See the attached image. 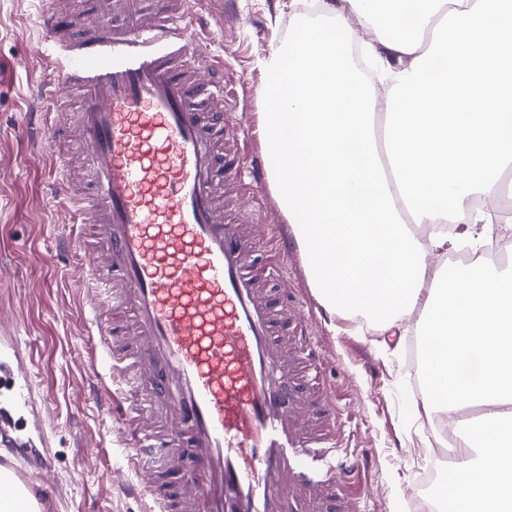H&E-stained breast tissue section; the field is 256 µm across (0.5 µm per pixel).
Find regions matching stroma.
I'll return each instance as SVG.
<instances>
[{"mask_svg": "<svg viewBox=\"0 0 512 512\" xmlns=\"http://www.w3.org/2000/svg\"><path fill=\"white\" fill-rule=\"evenodd\" d=\"M48 0H0V338L30 352L17 368L26 376L19 415L20 440L49 442L52 459L42 479L54 489L40 512H149L130 494L125 441L91 387L106 375L99 343L88 328L83 297L86 259L60 255L76 226L71 212L46 198L53 177L48 147L35 144L25 114L40 111L36 89L49 78L42 20ZM303 0H197L202 22L214 31L210 55L224 60V86L232 94L230 127L257 130L264 109L257 66L289 36ZM257 224V258H264L272 227L286 219L272 193L262 201L230 200ZM278 287L295 299L309 334L327 360L326 375L344 410L341 433L348 453L364 462L370 485L360 512H412L407 493L436 435L415 399L420 371L407 362V346L429 309L404 316L399 327L365 330L329 313L312 288L300 252L283 261Z\"/></svg>", "mask_w": 512, "mask_h": 512, "instance_id": "stroma-1", "label": "stroma"}]
</instances>
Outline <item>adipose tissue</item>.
Returning <instances> with one entry per match:
<instances>
[{
	"instance_id": "adipose-tissue-1",
	"label": "adipose tissue",
	"mask_w": 512,
	"mask_h": 512,
	"mask_svg": "<svg viewBox=\"0 0 512 512\" xmlns=\"http://www.w3.org/2000/svg\"><path fill=\"white\" fill-rule=\"evenodd\" d=\"M508 17L512 0H321L258 62L270 182L321 303L374 330L432 308L427 414L485 409L459 441L468 482L439 497L450 512H512V268L464 267L440 293L426 262L483 240L473 201L512 173ZM358 37L377 83L346 51Z\"/></svg>"
}]
</instances>
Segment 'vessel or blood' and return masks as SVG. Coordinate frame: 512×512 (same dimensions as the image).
<instances>
[{"label":"vessel or blood","mask_w":512,"mask_h":512,"mask_svg":"<svg viewBox=\"0 0 512 512\" xmlns=\"http://www.w3.org/2000/svg\"><path fill=\"white\" fill-rule=\"evenodd\" d=\"M192 0H107L95 23L51 0L61 52L41 90L52 197L80 223L89 323L112 376L94 396L117 417L153 512H358L360 467L341 451L323 355L254 224L225 194L259 195L272 161L228 133L224 63L202 54ZM78 99L58 109L62 91ZM82 148L73 194L65 142Z\"/></svg>","instance_id":"vessel-or-blood-1"}]
</instances>
